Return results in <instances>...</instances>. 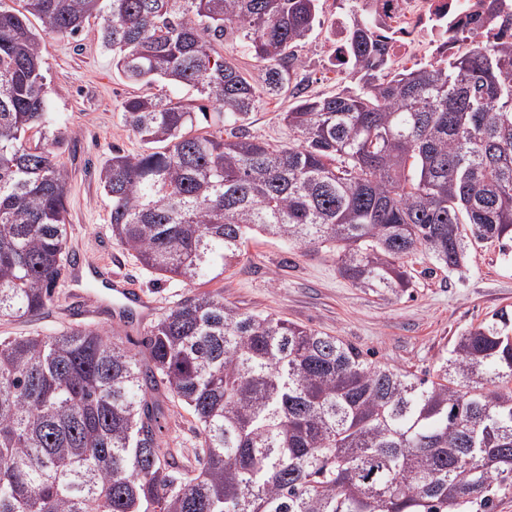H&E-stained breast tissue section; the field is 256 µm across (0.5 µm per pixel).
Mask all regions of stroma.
Masks as SVG:
<instances>
[{"mask_svg": "<svg viewBox=\"0 0 512 512\" xmlns=\"http://www.w3.org/2000/svg\"><path fill=\"white\" fill-rule=\"evenodd\" d=\"M336 2L323 0L321 27L297 50L312 96L352 86L331 65L336 42L328 38L326 27L341 16ZM100 28V20H90L76 37L47 38L44 51L50 110L65 133L59 160L69 174L68 248L87 259L111 263L154 304L156 314H163L182 297L218 291L225 302L242 310L272 314L341 337L375 361L421 375L433 370L455 336L493 310L512 307V258L490 243L471 247L466 265L453 272L438 268L425 253L415 252L408 259L415 286L401 297L355 287L340 275L331 254L304 253L260 235L249 240L244 261L206 284L166 279L144 268L113 238L110 202L99 184V170L113 149L130 155L142 150L122 112L123 101L142 87L115 74L111 51L100 45ZM290 104L285 95L261 105L247 121L248 134L273 145L287 141L282 117ZM106 300L104 290L94 282L67 277L58 301L39 320L2 319L0 336L51 335L83 324L139 340L143 326L102 313ZM156 398L164 411V438L178 449L179 466L197 468L200 436L195 421L171 395L160 392Z\"/></svg>", "mask_w": 512, "mask_h": 512, "instance_id": "obj_1", "label": "stroma"}]
</instances>
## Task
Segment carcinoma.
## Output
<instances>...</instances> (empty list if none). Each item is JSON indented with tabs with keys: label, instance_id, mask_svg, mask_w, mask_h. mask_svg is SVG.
<instances>
[{
	"label": "carcinoma",
	"instance_id": "obj_1",
	"mask_svg": "<svg viewBox=\"0 0 512 512\" xmlns=\"http://www.w3.org/2000/svg\"><path fill=\"white\" fill-rule=\"evenodd\" d=\"M319 2L0 7V320L44 314L70 265L43 48L92 17L113 69L158 87L122 104L142 152L112 151L99 174L112 236L152 272L211 282L258 234L325 250L353 285L397 297L417 251L450 271L470 246L512 253V15L486 0L504 40L451 25L455 52L392 71L356 10L357 87L311 97L296 48ZM230 37L257 78L218 51ZM168 84L231 131L198 129L204 106ZM286 91L288 142L250 137L251 112ZM160 386L197 423L193 475L164 440ZM509 494L512 309L456 336L422 376L210 291L177 301L136 350L91 326L0 337V512H495Z\"/></svg>",
	"mask_w": 512,
	"mask_h": 512
}]
</instances>
